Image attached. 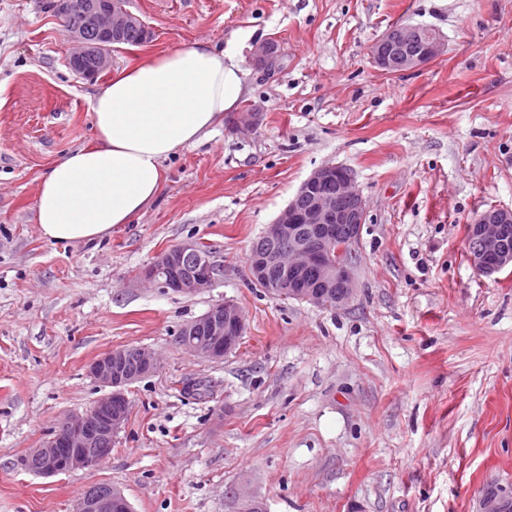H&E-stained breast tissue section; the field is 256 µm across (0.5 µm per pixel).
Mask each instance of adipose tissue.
<instances>
[{
    "label": "adipose tissue",
    "instance_id": "ef3b65f1",
    "mask_svg": "<svg viewBox=\"0 0 512 512\" xmlns=\"http://www.w3.org/2000/svg\"><path fill=\"white\" fill-rule=\"evenodd\" d=\"M245 77L236 49L200 43L115 72L92 102L94 144L65 153L40 179L42 236L98 241L143 215L163 188L164 162L215 130Z\"/></svg>",
    "mask_w": 512,
    "mask_h": 512
}]
</instances>
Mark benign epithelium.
<instances>
[{
    "label": "benign epithelium",
    "mask_w": 512,
    "mask_h": 512,
    "mask_svg": "<svg viewBox=\"0 0 512 512\" xmlns=\"http://www.w3.org/2000/svg\"><path fill=\"white\" fill-rule=\"evenodd\" d=\"M72 0H54L62 18L64 33L73 44L70 68L85 78H95L112 66V49L131 29L148 31L145 22L115 0H90L85 4V23L68 22ZM415 26L395 27L372 47L373 63L386 73L415 69L438 58L445 49L441 35L432 30L422 47L411 50ZM278 51L272 40L257 44L251 53L253 64L266 69L276 64ZM260 123L254 107L241 112L235 127L253 131ZM368 208L356 188L354 175L346 167L324 164L302 182L294 197L263 233L264 245L255 248L249 260L255 282L272 270L279 279L272 293L284 299L306 301L326 308L346 306L354 295L353 252ZM512 223V209L492 208L479 214L469 225L470 259L484 275L492 276L512 267V252L501 247L505 225ZM346 225L344 239L336 238L335 225ZM317 273L312 280L309 273ZM139 280L156 291L194 295L218 280L213 252L188 239L174 245L144 267ZM245 330V314L232 301L211 306L204 314L183 326L181 345L208 360H221L232 353ZM157 369L154 356L144 348L113 349L89 365L90 376L109 392L84 414L64 419L52 436L25 456L29 472L53 477L77 469H91L112 454L116 438L130 413L128 386ZM73 512H131L124 495L106 484H94L76 501ZM479 512H512V485L496 483L483 489Z\"/></svg>",
    "instance_id": "1"
}]
</instances>
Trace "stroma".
Returning <instances> with one entry per match:
<instances>
[{
  "label": "stroma",
  "instance_id": "35a3bbf8",
  "mask_svg": "<svg viewBox=\"0 0 512 512\" xmlns=\"http://www.w3.org/2000/svg\"><path fill=\"white\" fill-rule=\"evenodd\" d=\"M126 0L151 37L113 69L196 42L266 39L277 65H249L234 112L166 164L162 192L94 242L42 237L43 173L95 140L107 75L75 74L52 0H0V512H72L92 484L133 512H477L512 484V268L473 265L467 226L512 208V0ZM399 25L446 48L389 74L371 49ZM352 170L368 206L354 296L339 309L258 288L252 243L315 168ZM222 273L195 295L137 275L186 239ZM245 312L237 349L198 358L176 340L212 305ZM152 350L131 412L97 468L53 477L20 460L105 395L102 353ZM200 384L198 394L185 383Z\"/></svg>",
  "mask_w": 512,
  "mask_h": 512
}]
</instances>
